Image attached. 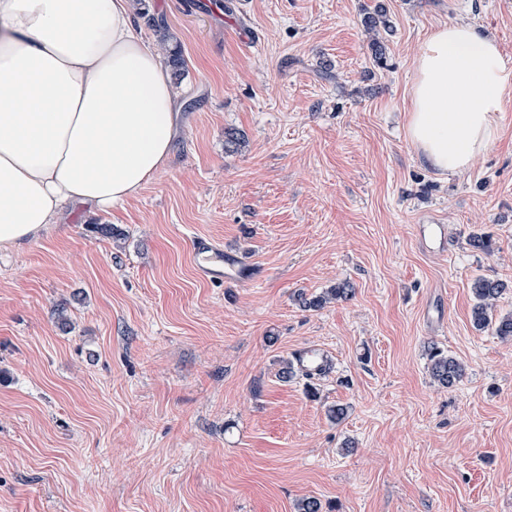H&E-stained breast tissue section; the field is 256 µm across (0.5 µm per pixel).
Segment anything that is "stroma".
<instances>
[{"mask_svg":"<svg viewBox=\"0 0 512 512\" xmlns=\"http://www.w3.org/2000/svg\"><path fill=\"white\" fill-rule=\"evenodd\" d=\"M379 3L381 65L362 26ZM133 9L184 60L172 151L121 206L0 251V512H512V341L473 327L470 291L512 281V104L462 173L406 134L428 34L472 23L512 60V0ZM198 237L251 276L202 280ZM345 280L350 300H296ZM434 345L465 365L456 386L431 379ZM305 348L327 372L282 382Z\"/></svg>","mask_w":512,"mask_h":512,"instance_id":"obj_1","label":"stroma"}]
</instances>
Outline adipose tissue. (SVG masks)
<instances>
[{
  "label": "adipose tissue",
  "mask_w": 512,
  "mask_h": 512,
  "mask_svg": "<svg viewBox=\"0 0 512 512\" xmlns=\"http://www.w3.org/2000/svg\"><path fill=\"white\" fill-rule=\"evenodd\" d=\"M178 99L130 0H0V249L73 206L135 196L170 156ZM511 101L498 42L438 26L418 57L407 136L430 167L464 171L496 143Z\"/></svg>",
  "instance_id": "adipose-tissue-1"
}]
</instances>
